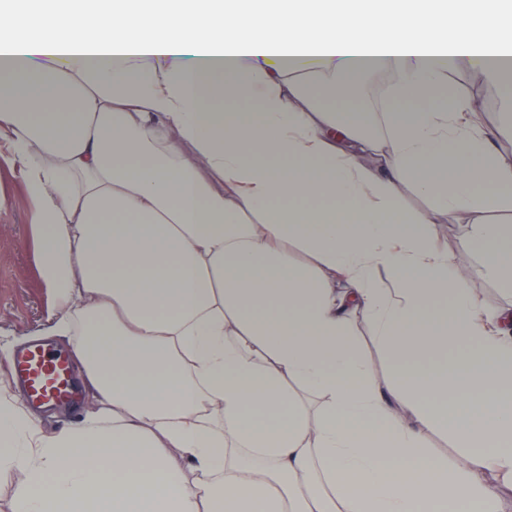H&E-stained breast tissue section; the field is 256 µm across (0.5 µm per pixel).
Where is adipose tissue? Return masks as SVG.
Returning <instances> with one entry per match:
<instances>
[{
  "instance_id": "adipose-tissue-1",
  "label": "adipose tissue",
  "mask_w": 512,
  "mask_h": 512,
  "mask_svg": "<svg viewBox=\"0 0 512 512\" xmlns=\"http://www.w3.org/2000/svg\"><path fill=\"white\" fill-rule=\"evenodd\" d=\"M503 3L0 0V145L85 400L46 433L7 383L14 512H500L512 307L482 311L400 188L470 215L512 292V226L482 219L512 209V114L478 125L460 79L512 102ZM374 69L381 138L328 88ZM354 330L362 351L369 357L381 381L388 379L387 359L385 352L373 340L370 320L362 315L356 316ZM430 450L434 456L447 458L448 463H455L460 457V448H453L447 436L434 432L429 437Z\"/></svg>"
}]
</instances>
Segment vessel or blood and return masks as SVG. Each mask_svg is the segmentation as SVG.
Masks as SVG:
<instances>
[{"mask_svg":"<svg viewBox=\"0 0 512 512\" xmlns=\"http://www.w3.org/2000/svg\"><path fill=\"white\" fill-rule=\"evenodd\" d=\"M11 370L24 383L29 401H56L71 393L69 358L42 346L32 345L21 351Z\"/></svg>","mask_w":512,"mask_h":512,"instance_id":"b4317fda","label":"vessel or blood"}]
</instances>
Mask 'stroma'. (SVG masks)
<instances>
[{
  "label": "stroma",
  "instance_id": "stroma-1",
  "mask_svg": "<svg viewBox=\"0 0 512 512\" xmlns=\"http://www.w3.org/2000/svg\"><path fill=\"white\" fill-rule=\"evenodd\" d=\"M0 188L9 195L6 211L0 212V343L20 348L38 339L46 328L51 297L38 272L28 205L17 175L0 165ZM408 209L427 215L441 248L456 266L473 271L469 287L485 309L504 305L505 294L496 278L482 272V256L476 244L467 242V226L461 215L432 211L428 201L403 186Z\"/></svg>",
  "mask_w": 512,
  "mask_h": 512
}]
</instances>
